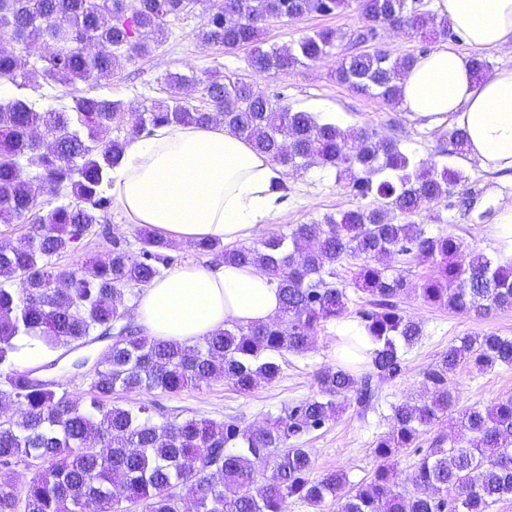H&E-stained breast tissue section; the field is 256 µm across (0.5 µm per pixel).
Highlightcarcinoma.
I'll return each instance as SVG.
<instances>
[{"instance_id": "cac0c4a2", "label": "carcinoma", "mask_w": 512, "mask_h": 512, "mask_svg": "<svg viewBox=\"0 0 512 512\" xmlns=\"http://www.w3.org/2000/svg\"><path fill=\"white\" fill-rule=\"evenodd\" d=\"M347 0H224L198 31L201 42L226 50L247 47L249 63L277 73L325 56L336 32L321 29L290 46L265 47L263 25L272 18L328 15ZM193 0H0V80L26 87L38 80L64 86L107 79L122 62L152 52L143 34L161 35L169 18L189 12ZM365 25L349 35L354 51L337 64L333 77L357 92L397 105L398 81L416 60L366 49L377 28L394 23L421 39L457 38L448 20H436L422 0H359ZM66 36L40 65L25 67L14 43H38L49 30ZM98 50L88 54L84 46ZM191 82L180 73L166 77L169 97L140 110L119 100L84 95L70 107L40 110L27 98L0 101V223L33 224L16 245L0 248V367L28 346L44 352L90 345L114 327L117 338L94 369L87 405L58 392L38 369L0 372V398L21 407L20 419L0 422V512H182L180 488L188 487L196 512H287L296 497L317 506L340 500V512H488L512 498V397L491 409H461L448 378L467 360L482 368L512 366V338L471 335L452 345L424 373L429 397L392 406V425L373 453L371 482L353 492L340 472L314 475L300 437L323 427L336 413L374 408L382 385L402 372V348L414 345L421 327L403 314L396 299L407 282L383 264L400 252L430 261L437 275L421 284L427 302L472 318L512 310V260L464 255L461 238L429 232L430 205L441 201L463 218L477 204L463 172L436 160L417 161L398 143L378 138L373 128L352 136L335 123L279 103L246 80L210 73L201 81L210 107H191L177 94ZM126 122L139 134L159 125H222L266 155L283 172L313 158L336 171V180L362 203L312 224H297L286 236L257 245L225 248L200 242L197 249L226 264L257 266L275 283L279 317L266 323L220 329L194 343L152 338L125 321L124 290L142 288L160 275L163 238L146 231L139 251L114 242L112 251L81 271H61L51 259L78 248L111 207L109 172L123 153L114 139L99 144L98 131ZM49 135L51 149L41 150ZM467 131L448 130L450 150L463 154ZM69 198L44 209L24 169ZM351 259L354 291L369 297L357 319L376 348L368 369L344 366L317 373L320 396L302 402L286 417L257 428L235 421L185 418L158 423L149 408L112 405V393L160 390L177 394L189 386L223 379L246 394L280 373L278 357L313 343L324 322L348 310L347 287L336 285V263ZM19 287H13V284ZM30 344L24 346L20 341ZM456 418L463 441L437 437L404 493L396 481V456L416 446L439 420ZM35 458L42 466L16 494L12 465Z\"/></svg>"}]
</instances>
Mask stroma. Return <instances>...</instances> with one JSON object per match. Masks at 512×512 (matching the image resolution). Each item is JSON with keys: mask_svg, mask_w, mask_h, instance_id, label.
Here are the masks:
<instances>
[{"mask_svg": "<svg viewBox=\"0 0 512 512\" xmlns=\"http://www.w3.org/2000/svg\"><path fill=\"white\" fill-rule=\"evenodd\" d=\"M223 2L196 0L191 11L171 19L165 34L155 37V48L149 56L123 63L111 80L81 82L73 87L43 84L26 88L24 94L41 100L46 108L72 105L74 97L88 93L140 109L166 98L165 77L178 72L194 79L182 92L185 102L201 107L205 100L200 81L218 70L243 78L261 91L279 94L282 104L334 122L347 132L373 126L380 138L396 140L400 148L415 159H437L439 150L447 147L448 124L432 125L427 120L413 118L402 106L357 93L332 79L337 62L348 52V34L364 24L358 0H349L348 8L331 15L312 14L299 20L280 18L269 22L264 38L270 45L286 46L323 28L334 29L338 35L336 46L328 55L276 74L252 69L247 49L227 51L197 39L198 29ZM447 161L467 175L468 186L476 192L479 205L486 207L502 200L512 201V174L487 171L476 158L454 154L448 156ZM284 182L290 202L287 216L274 219L258 233L244 237V244H255L272 235H287L295 225L312 223L358 203L357 198L337 182L334 170L316 164L289 172ZM433 209L440 213L442 220L430 224L431 233L455 234L470 250L491 256L512 240V230L499 224L497 219L476 223L460 218L456 211L440 203L434 204ZM141 231L140 225L128 223L119 204H112L104 221L95 225L80 246L54 259L53 265L59 270L87 267L92 258L110 250L116 241L131 250H139ZM386 262L401 270L407 280L398 305L404 314L420 324L422 336L415 345L405 349L402 374L383 385L374 409L363 414L346 409L299 441L301 447L307 448L317 472H341L346 476L348 487L354 489L368 484L373 477L376 467L373 448L391 427L393 406L423 397L424 374L448 347L459 344L465 336L478 333L512 337V310L476 320L447 307L427 303L418 288L436 275L435 265L415 259L407 261L400 255L388 256ZM338 345L335 322L325 323L318 327L309 349L284 353L279 360L281 374L275 382L258 383L247 394L218 380L176 394L118 391L113 394L112 402L125 408L152 405L154 417L160 422L196 417L217 422L234 420L243 427H259L267 419L287 415L293 407L318 396L315 374L321 368L337 365ZM73 358V353L65 348L43 354L35 361L20 353L14 357L12 367L26 371L34 364H42L43 378L55 381L72 399L90 400L92 376L75 373L70 367ZM449 385L457 392L460 407L483 409L512 397V366L481 369L465 362L450 375ZM440 435L456 441L465 437L460 428L446 420L429 427L418 441L419 451L410 450L399 456L397 481L401 487L411 488L420 450L429 448L432 440Z\"/></svg>", "mask_w": 512, "mask_h": 512, "instance_id": "1", "label": "stroma"}]
</instances>
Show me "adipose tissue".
I'll return each mask as SVG.
<instances>
[{
  "label": "adipose tissue",
  "instance_id": "adipose-tissue-1",
  "mask_svg": "<svg viewBox=\"0 0 512 512\" xmlns=\"http://www.w3.org/2000/svg\"><path fill=\"white\" fill-rule=\"evenodd\" d=\"M438 18L477 50L512 45V0H434ZM411 115L466 128L467 156L489 171L512 170V68L475 79L470 60L444 45L417 57L400 82ZM112 193L130 223L177 241L232 242L286 215L268 158L223 126H162L128 141L111 172ZM277 290L255 267L183 266L154 279L137 300L143 333L191 342L229 323L266 322Z\"/></svg>",
  "mask_w": 512,
  "mask_h": 512
}]
</instances>
